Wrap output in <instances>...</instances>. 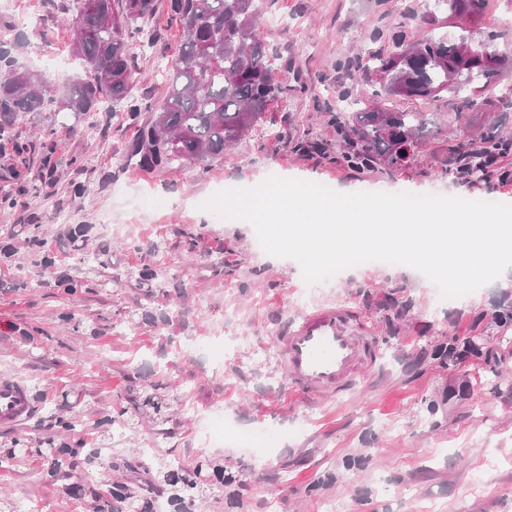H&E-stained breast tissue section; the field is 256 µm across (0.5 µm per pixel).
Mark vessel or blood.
Masks as SVG:
<instances>
[{
    "instance_id": "1",
    "label": "vessel or blood",
    "mask_w": 512,
    "mask_h": 512,
    "mask_svg": "<svg viewBox=\"0 0 512 512\" xmlns=\"http://www.w3.org/2000/svg\"><path fill=\"white\" fill-rule=\"evenodd\" d=\"M276 339L290 389L309 403L353 391L378 360L373 327L349 306L322 305L301 313L281 328ZM33 412L26 384L0 379V427L22 425Z\"/></svg>"
}]
</instances>
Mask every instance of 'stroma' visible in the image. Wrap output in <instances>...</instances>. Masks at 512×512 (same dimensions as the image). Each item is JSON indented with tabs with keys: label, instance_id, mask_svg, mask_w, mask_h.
Wrapping results in <instances>:
<instances>
[{
	"label": "stroma",
	"instance_id": "35a3bbf8",
	"mask_svg": "<svg viewBox=\"0 0 512 512\" xmlns=\"http://www.w3.org/2000/svg\"><path fill=\"white\" fill-rule=\"evenodd\" d=\"M31 23L0 14V48L55 86L85 71L72 53V22L61 0H15ZM170 0H157L155 41L135 48V96L158 99L180 40ZM423 0H264L258 35L287 95L270 108L269 135L244 139L223 159L179 170L121 165L139 135L122 108L94 118L58 111L20 115L13 131L30 143L22 161L0 140V377L24 381L39 409L13 440L94 448L153 447L184 464L222 458L239 473L240 507L224 491L203 512H512V345L499 344L494 316L512 309V283L493 282L456 299L417 270L360 264L314 284L297 261L267 254L252 225L221 219L202 204L271 176L339 192L455 195L512 204V185L471 186L445 174L448 143L437 134L412 167L391 177L357 173L339 161L336 129L342 85L366 89L360 65L388 51L399 28L423 33ZM66 60L63 68L51 58ZM325 145L306 155L297 136ZM56 145L44 157L41 144ZM160 195L167 209L147 206ZM52 245L44 269L28 245ZM160 285L138 286L143 268ZM324 302L349 304L380 340L374 370L357 388L310 404L290 391L279 365L282 324ZM479 336L491 359L440 361L437 344ZM166 400L163 414L135 407L143 387ZM80 414L67 432L51 420ZM124 419L120 435L104 421ZM111 457L77 460L67 476L45 474L34 453L0 467V512L28 502L37 512H97L84 489H110Z\"/></svg>",
	"mask_w": 512,
	"mask_h": 512
}]
</instances>
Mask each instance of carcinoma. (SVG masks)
I'll list each match as a JSON object with an SVG mask.
<instances>
[{
	"label": "carcinoma",
	"instance_id": "cac0c4a2",
	"mask_svg": "<svg viewBox=\"0 0 512 512\" xmlns=\"http://www.w3.org/2000/svg\"><path fill=\"white\" fill-rule=\"evenodd\" d=\"M485 0H441L448 18L465 31ZM156 0H63L62 10L73 17V53L91 74L50 94L47 83L33 71L3 55L0 76V137L9 133L20 113L39 112L55 102L61 112L85 114L112 102L124 107L127 118L139 124V139L130 158L144 170L178 169L184 162L203 166L224 156V151L266 122L270 105L284 89L274 79V63L256 34L261 19L260 0H171V20L180 28L181 42L159 104L133 95L132 43L153 17ZM494 38L478 46L465 37L423 34L406 29L393 34L392 50L370 57L364 71L383 80L370 96V106L359 112H334L341 158L359 172L392 174L409 165L425 144L428 125L423 112H400L389 99H427L448 89L459 97L466 119L475 106L472 85L493 87L504 60L497 67L483 63L497 56ZM507 113L483 124L464 139L448 141L447 173L463 179H490L488 170L512 153V133L506 130ZM133 458L113 456L116 471H132L143 450ZM88 454V449L63 445L47 456V475L65 474L66 465ZM154 478L148 484L114 482L109 489L112 512H158L159 498L167 496L177 512H194L203 498L198 468L189 469L169 457H155Z\"/></svg>",
	"mask_w": 512,
	"mask_h": 512
}]
</instances>
